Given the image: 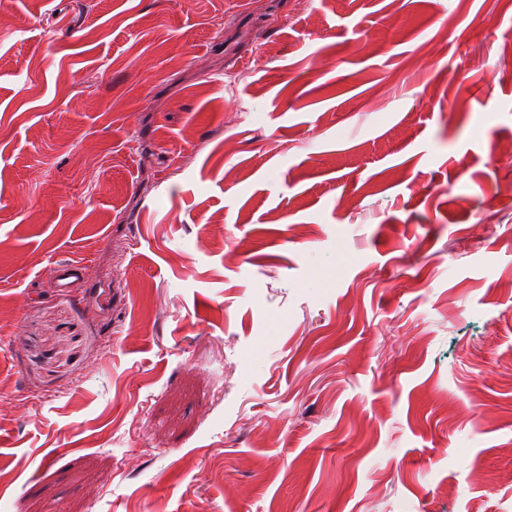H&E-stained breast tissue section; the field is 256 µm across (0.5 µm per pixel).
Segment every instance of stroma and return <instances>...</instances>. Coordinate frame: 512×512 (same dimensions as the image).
<instances>
[{
	"instance_id": "stroma-1",
	"label": "stroma",
	"mask_w": 512,
	"mask_h": 512,
	"mask_svg": "<svg viewBox=\"0 0 512 512\" xmlns=\"http://www.w3.org/2000/svg\"><path fill=\"white\" fill-rule=\"evenodd\" d=\"M509 143L512 0H0V512H512Z\"/></svg>"
}]
</instances>
